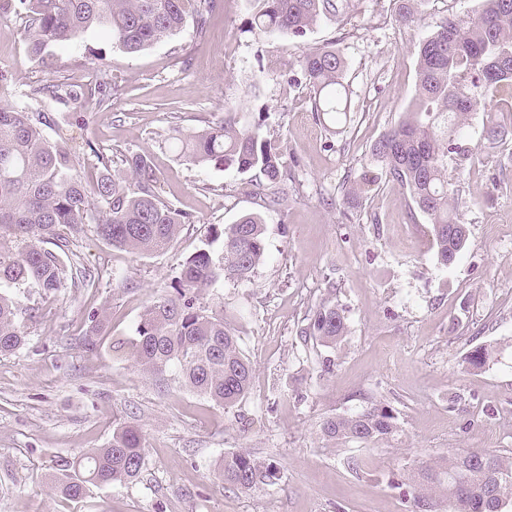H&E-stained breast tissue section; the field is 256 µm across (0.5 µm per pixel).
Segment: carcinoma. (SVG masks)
Segmentation results:
<instances>
[{
	"instance_id": "obj_1",
	"label": "carcinoma",
	"mask_w": 512,
	"mask_h": 512,
	"mask_svg": "<svg viewBox=\"0 0 512 512\" xmlns=\"http://www.w3.org/2000/svg\"><path fill=\"white\" fill-rule=\"evenodd\" d=\"M219 10L218 0H0V13H25L31 59L56 43H75L105 26L115 44L137 53L176 34L187 21L206 32ZM338 10L336 0H253L250 30L300 38L323 15ZM417 95L404 118L372 147L385 179L398 184L432 226L436 256L446 266L466 241L448 238L458 223L448 180V154L457 149L468 118L489 95L512 99V0H480L479 6L436 24L417 45ZM299 73L314 99L317 117L336 123L347 112L343 76L346 61L333 46L299 56ZM97 111L112 108L121 95L110 70L96 69ZM31 99L60 104L70 118L60 124L53 112L0 105V354L18 350L27 336V309L14 290L36 288L44 296L83 288L95 275L74 259L70 239L93 229L116 249L151 254L165 250L192 217L162 200L149 157L133 153L121 172L112 160L85 142L102 166L94 181L79 171L81 147L73 128L89 124V97L83 88L60 81L29 86ZM55 131L49 139L45 129ZM178 156L194 165L231 161L237 170H258L264 180L255 195L273 205L288 203L281 154L265 135L263 122L240 123L237 113L177 138ZM49 243L54 249H46ZM265 255V225L254 214L215 231L212 240L182 264L174 294L143 311L132 342L142 371L158 381L175 373L189 391L231 408L249 390L252 367L224 307L200 301L201 292L224 277H251ZM347 333L345 317L334 304L318 306L300 335L328 348ZM398 430L397 415L379 401L359 412L328 416L320 434L336 443L382 442ZM145 446L140 431L121 425L105 448L60 464L58 491L82 498L89 486H110L138 477ZM219 477L244 491L282 480L277 464L246 452L224 455ZM407 512H503L512 504V451L450 452L423 461L407 477Z\"/></svg>"
}]
</instances>
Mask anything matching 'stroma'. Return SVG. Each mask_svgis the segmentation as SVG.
<instances>
[{"mask_svg":"<svg viewBox=\"0 0 512 512\" xmlns=\"http://www.w3.org/2000/svg\"><path fill=\"white\" fill-rule=\"evenodd\" d=\"M348 2L299 39L258 36L248 29L251 0H221L205 34L188 25L129 54L94 28L78 43L49 46L40 61L29 56L26 17L0 15V72L12 76L0 104L39 109L25 95L29 84L87 88L95 67L108 66L123 94L92 113L84 138L116 169L128 152L148 154L163 199L193 218L150 255L83 236L72 250L95 271L94 287L21 293L33 309L27 342L0 355V512H406L401 481L418 462L452 449L512 448V112L479 107L448 157L469 237L446 267L427 218L371 158L415 96L419 40L478 0H420L407 25L395 0ZM328 43L345 58L350 109L324 125L290 78L302 51ZM229 106L243 123L261 119L271 129L284 154L287 207L255 196L258 172L178 157L174 127L204 128ZM363 173L373 183L349 204L344 190ZM249 213L266 227L262 264L204 296L223 303L252 366L246 398L225 408L177 381L156 384L134 363L131 343L145 307L169 294L212 228ZM325 301L348 326L332 349L300 334ZM92 315L105 334L89 351ZM479 346L488 359L470 367L465 357ZM373 399L398 414L391 440L326 445L324 418ZM120 423L145 439L139 478L62 497L54 488L61 460L106 447ZM241 450L278 464L280 483L251 492L225 485L222 458Z\"/></svg>","mask_w":512,"mask_h":512,"instance_id":"35a3bbf8","label":"stroma"}]
</instances>
